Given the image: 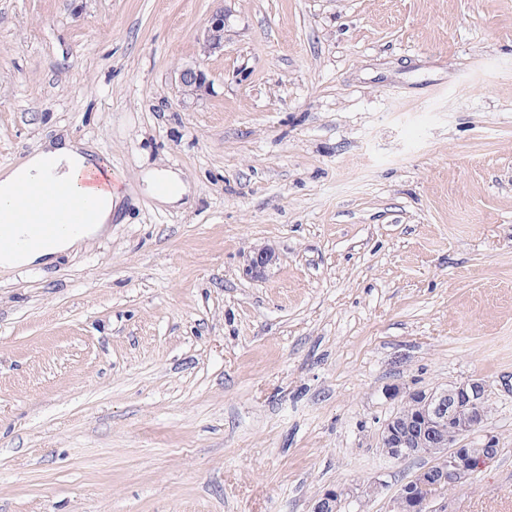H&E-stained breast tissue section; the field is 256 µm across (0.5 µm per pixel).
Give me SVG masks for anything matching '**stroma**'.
I'll use <instances>...</instances> for the list:
<instances>
[{
	"label": "stroma",
	"mask_w": 512,
	"mask_h": 512,
	"mask_svg": "<svg viewBox=\"0 0 512 512\" xmlns=\"http://www.w3.org/2000/svg\"><path fill=\"white\" fill-rule=\"evenodd\" d=\"M63 131L122 204L0 275V512H312L376 477L346 512H387L432 463L382 454L388 389L475 376L499 452L448 512H512V0H0V167ZM202 47L204 52L224 48L223 14H215L209 19L203 32ZM179 85L184 98L197 97L207 91L209 80L206 73L198 67H185L179 72ZM143 182L160 205L176 204L186 193V185L180 174L171 169H149L143 175ZM386 486L384 480L373 478V480L360 486L358 488L359 492L345 487L329 489L314 501L312 512H337L338 509L345 508L353 501L362 502V499L377 497Z\"/></svg>",
	"instance_id": "stroma-1"
}]
</instances>
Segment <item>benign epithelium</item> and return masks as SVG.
Listing matches in <instances>:
<instances>
[{
  "instance_id": "1",
  "label": "benign epithelium",
  "mask_w": 512,
  "mask_h": 512,
  "mask_svg": "<svg viewBox=\"0 0 512 512\" xmlns=\"http://www.w3.org/2000/svg\"><path fill=\"white\" fill-rule=\"evenodd\" d=\"M202 47L206 52L224 47V14L209 19ZM178 80L185 98L197 97L209 87L206 73L198 67L182 69ZM275 261V251L263 247L247 272L259 278ZM393 395L408 399L411 411L400 410L382 425V453L396 461L427 454L434 462L401 484L390 498L388 512H448V491L466 481L498 451L495 436L488 434L481 446H468L471 436L484 432L490 386L481 378H471L440 390L418 388L404 392L395 388ZM385 488L386 482L375 478L357 492L345 487L329 489L314 501L312 512H337L354 501L375 498Z\"/></svg>"
}]
</instances>
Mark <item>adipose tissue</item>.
Returning a JSON list of instances; mask_svg holds the SVG:
<instances>
[{"label": "adipose tissue", "instance_id": "ef3b65f1", "mask_svg": "<svg viewBox=\"0 0 512 512\" xmlns=\"http://www.w3.org/2000/svg\"><path fill=\"white\" fill-rule=\"evenodd\" d=\"M100 163L91 144L59 135L44 140L19 165L0 170V200L9 198L18 183L27 182L36 187L49 178L58 187L73 189L96 202L88 225L78 232L61 236L51 249L1 251L0 270H14L50 260L105 230L112 221L118 195L111 188L93 183V176L101 171ZM143 182L154 199L164 206L178 203L186 192L180 174L167 168L147 170Z\"/></svg>", "mask_w": 512, "mask_h": 512}]
</instances>
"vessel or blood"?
<instances>
[{
    "label": "vessel or blood",
    "mask_w": 512,
    "mask_h": 512,
    "mask_svg": "<svg viewBox=\"0 0 512 512\" xmlns=\"http://www.w3.org/2000/svg\"><path fill=\"white\" fill-rule=\"evenodd\" d=\"M14 202L24 213V229L19 232L14 225L0 224V244L16 249L50 246L56 237L86 225L94 208L91 200L63 191L52 207H45L40 196L24 184L17 186Z\"/></svg>",
    "instance_id": "1"
}]
</instances>
